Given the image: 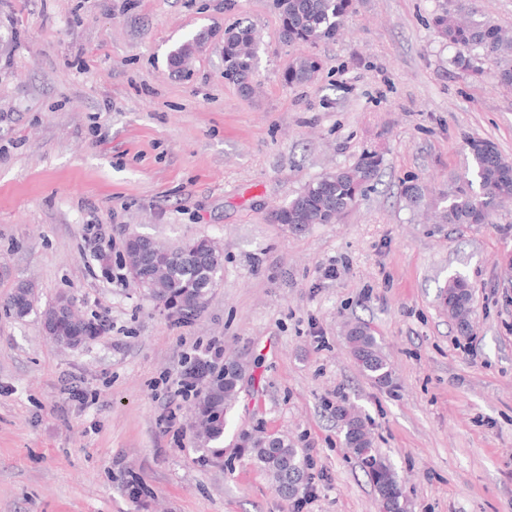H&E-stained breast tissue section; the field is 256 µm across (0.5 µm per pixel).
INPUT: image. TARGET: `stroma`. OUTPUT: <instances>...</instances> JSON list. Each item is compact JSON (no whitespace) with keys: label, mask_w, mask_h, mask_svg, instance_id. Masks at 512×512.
Listing matches in <instances>:
<instances>
[{"label":"stroma","mask_w":512,"mask_h":512,"mask_svg":"<svg viewBox=\"0 0 512 512\" xmlns=\"http://www.w3.org/2000/svg\"><path fill=\"white\" fill-rule=\"evenodd\" d=\"M436 0H356L336 40L313 46L305 85L275 0H0V512H292L238 446L284 435L305 457L304 512H378L334 408L367 416L408 512H512V203L487 224L437 226L399 184L463 169L469 136L512 160V89L453 65L427 20ZM252 25L259 88L224 77L225 27ZM215 32L184 73L172 47ZM377 181L339 223H272L325 172L364 150ZM133 234L210 237L224 269L180 319L131 283ZM336 266L338 275L326 277ZM472 289L473 330L440 304L449 274ZM69 298L106 332L58 347L5 303ZM372 328L392 381L367 378L347 324ZM222 341L245 378L224 453L198 449L196 397L169 399L194 346ZM175 409L174 441L162 421ZM145 493H122L126 471ZM321 60L313 53L301 51L284 74L288 85L306 84L313 81L321 70Z\"/></svg>","instance_id":"obj_1"}]
</instances>
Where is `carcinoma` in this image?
<instances>
[{
  "label": "carcinoma",
  "mask_w": 512,
  "mask_h": 512,
  "mask_svg": "<svg viewBox=\"0 0 512 512\" xmlns=\"http://www.w3.org/2000/svg\"><path fill=\"white\" fill-rule=\"evenodd\" d=\"M281 17V36L297 47L333 41L341 35L353 0H276ZM435 36L457 48L454 64L472 76L482 74L480 63L487 57L498 60L497 84L512 88V33L503 30L488 16L473 8L469 0H438L437 8L428 21ZM214 36L202 29L175 47L169 64L182 69ZM258 43L254 28L239 23L224 28V78L240 92L253 93ZM321 60L313 53L302 51L284 74L288 85L313 81L321 70ZM466 146L471 166L448 178L438 192L426 194L415 178L401 182V196L410 208L428 206L436 224H487L494 210L512 202V161L502 156L496 145L486 139L470 137ZM382 165V156L375 150L364 151L358 160L343 168L323 174L308 183L287 205L270 214L275 224H299L301 230L312 224H334L355 207L366 188L375 179ZM223 250L209 238H197L180 244L166 245L159 254L143 257V275L151 277L145 293L166 308L176 310L182 319L191 317L198 305L206 302L211 288L217 285L223 269ZM442 305L461 332L470 330L473 313L472 291L461 275L448 277L440 290ZM66 300L59 297L54 304L36 310L32 287L18 285L7 301L9 310L23 319L37 312L40 321L52 322L53 340L60 346L74 348L91 340L97 325L79 317L56 315L57 307ZM347 338L350 352L360 370L374 382H391L392 368L381 352L371 328L356 322L349 325ZM238 377L222 368L208 379L195 412L209 417L197 435L199 447L218 455L224 445L227 417L238 397ZM336 420L345 443L373 484L379 512H407L401 484L392 466L373 447L367 420L352 405H336ZM250 458L272 482L284 498L296 497L307 480L305 458L285 437H267L261 433L247 438Z\"/></svg>",
  "instance_id": "1"
}]
</instances>
